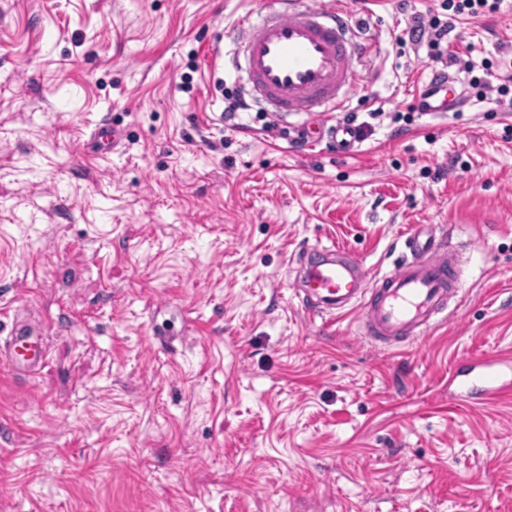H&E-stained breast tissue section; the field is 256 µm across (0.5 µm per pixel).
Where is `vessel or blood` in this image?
<instances>
[{"mask_svg":"<svg viewBox=\"0 0 512 512\" xmlns=\"http://www.w3.org/2000/svg\"><path fill=\"white\" fill-rule=\"evenodd\" d=\"M242 40L239 68L251 94L278 115L322 112L336 106L354 84V60L368 50L354 40L348 16L339 10L309 8L299 0H275L274 8L238 27ZM448 84L432 77L418 96L425 112L448 109ZM328 137L337 154H352L357 137L339 124ZM96 150L111 153L123 140L120 130L103 123L92 134ZM404 251L394 269L365 287L360 260L326 247L303 269L302 292L315 314L341 315L362 300L363 335L387 343L416 342L448 317V302L461 288L458 258L442 250L427 225L402 236ZM24 321L14 320L9 339L0 343V364L22 380L33 378L42 352L18 359L16 345L30 336ZM448 383L459 394L481 403L512 390V357L493 354L480 364L457 370Z\"/></svg>","mask_w":512,"mask_h":512,"instance_id":"1","label":"vessel or blood"}]
</instances>
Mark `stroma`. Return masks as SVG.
<instances>
[{
	"label": "stroma",
	"instance_id": "35a3bbf8",
	"mask_svg": "<svg viewBox=\"0 0 512 512\" xmlns=\"http://www.w3.org/2000/svg\"><path fill=\"white\" fill-rule=\"evenodd\" d=\"M271 0H0V512H512V393L480 405L458 367L512 352V0L457 25L449 111H415L432 62L398 49L443 0H305L370 53L339 108L225 123L232 30ZM490 62V87L471 79ZM355 154L305 142L348 116ZM103 122L117 152L89 145ZM426 224L462 257L447 320L372 344L360 307L298 294L305 250L369 275ZM38 335L30 330L24 321L15 318L10 332V338L5 344L0 343V360L2 365L15 371L16 375L24 380H30L35 375L36 368L43 360V349L37 338V350L35 354L25 360H19L16 353V345L20 338Z\"/></svg>",
	"mask_w": 512,
	"mask_h": 512
}]
</instances>
